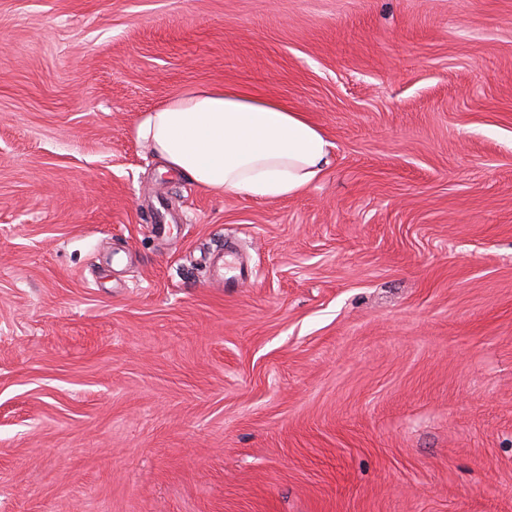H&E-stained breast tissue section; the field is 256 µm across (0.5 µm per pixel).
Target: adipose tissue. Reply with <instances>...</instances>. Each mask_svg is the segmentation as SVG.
Returning a JSON list of instances; mask_svg holds the SVG:
<instances>
[{"instance_id":"ef3b65f1","label":"adipose tissue","mask_w":512,"mask_h":512,"mask_svg":"<svg viewBox=\"0 0 512 512\" xmlns=\"http://www.w3.org/2000/svg\"><path fill=\"white\" fill-rule=\"evenodd\" d=\"M134 133L206 189L268 199L318 182L332 148L296 106L228 84L182 90L143 113Z\"/></svg>"}]
</instances>
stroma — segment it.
I'll return each mask as SVG.
<instances>
[{"label": "stroma", "instance_id": "obj_1", "mask_svg": "<svg viewBox=\"0 0 512 512\" xmlns=\"http://www.w3.org/2000/svg\"><path fill=\"white\" fill-rule=\"evenodd\" d=\"M224 83L323 177L136 140ZM0 512H512V0H0ZM134 133L206 189L268 199L318 182L333 147L296 106L228 84L182 90L143 113Z\"/></svg>", "mask_w": 512, "mask_h": 512}]
</instances>
